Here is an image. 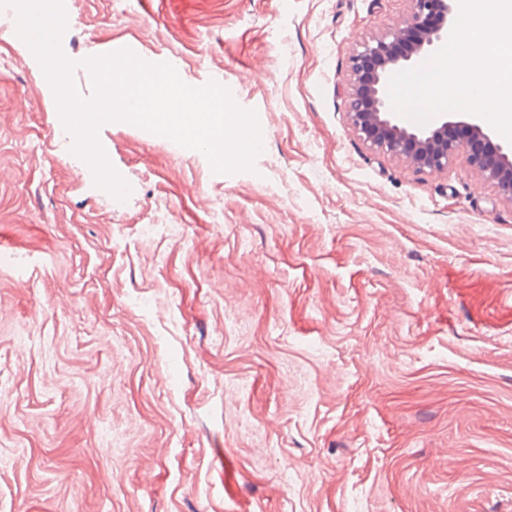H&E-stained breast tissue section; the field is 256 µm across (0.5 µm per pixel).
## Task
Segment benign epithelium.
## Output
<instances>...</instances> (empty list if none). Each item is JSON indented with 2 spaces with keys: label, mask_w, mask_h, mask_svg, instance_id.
Segmentation results:
<instances>
[{
  "label": "benign epithelium",
  "mask_w": 512,
  "mask_h": 512,
  "mask_svg": "<svg viewBox=\"0 0 512 512\" xmlns=\"http://www.w3.org/2000/svg\"><path fill=\"white\" fill-rule=\"evenodd\" d=\"M410 18L388 35L362 42L351 60L353 83L346 99L351 125L373 148L412 160L420 170L441 169L463 153L484 182L512 195V159L492 141L479 120L437 117L430 129H413L389 110L385 84L390 74L440 49L450 36L449 0H409Z\"/></svg>",
  "instance_id": "obj_1"
}]
</instances>
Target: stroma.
Masks as SVG:
<instances>
[{"label": "stroma", "mask_w": 512, "mask_h": 512, "mask_svg": "<svg viewBox=\"0 0 512 512\" xmlns=\"http://www.w3.org/2000/svg\"><path fill=\"white\" fill-rule=\"evenodd\" d=\"M409 0H73L254 111L249 171L115 121L113 204L0 26V512H512V197L344 99ZM172 224V233H150Z\"/></svg>", "instance_id": "obj_1"}]
</instances>
